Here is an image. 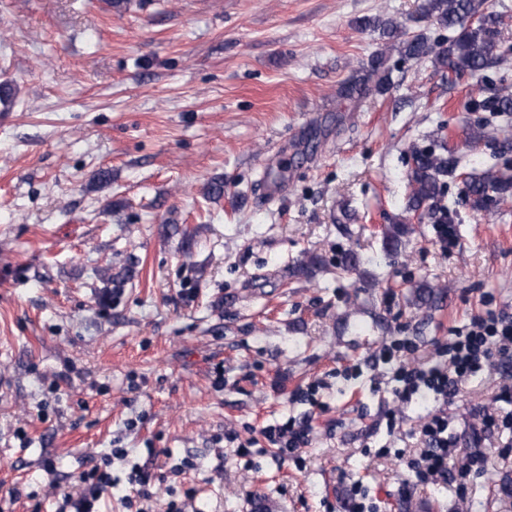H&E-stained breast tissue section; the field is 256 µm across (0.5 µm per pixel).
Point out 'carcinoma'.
<instances>
[{
  "instance_id": "cac0c4a2",
  "label": "carcinoma",
  "mask_w": 512,
  "mask_h": 512,
  "mask_svg": "<svg viewBox=\"0 0 512 512\" xmlns=\"http://www.w3.org/2000/svg\"><path fill=\"white\" fill-rule=\"evenodd\" d=\"M483 0H424L421 6L426 18L434 19L448 29V45L431 43L422 35L409 36L394 22L387 20L362 21V26L381 28L390 39L398 40L402 59L418 61L432 58L440 70L448 73V82L455 84L470 76L477 78L502 54L500 18L493 13H483ZM390 69L386 55L380 52L370 60L368 74L353 78L340 88V95L360 100L370 91L384 93L390 88ZM488 95L475 99L472 109L492 115L512 112V78L504 73L487 88ZM413 167L410 173L407 209L418 210L425 203L435 200L448 176V156L445 147H412ZM464 201L477 210L492 211L512 196V167L482 177L464 181ZM108 287V294H117L132 277V270L121 268L112 273L106 268L100 273Z\"/></svg>"
}]
</instances>
